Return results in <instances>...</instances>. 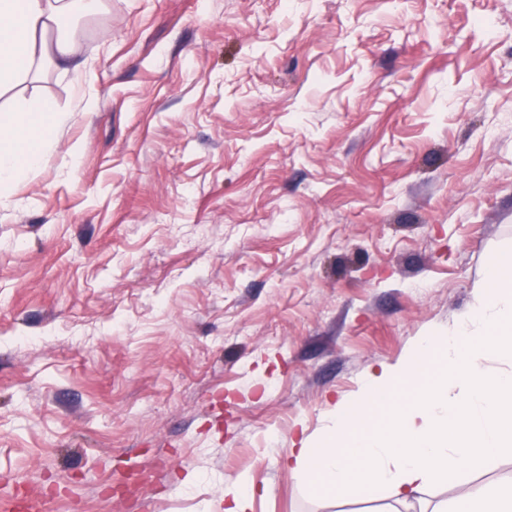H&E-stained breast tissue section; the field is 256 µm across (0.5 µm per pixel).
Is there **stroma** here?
I'll list each match as a JSON object with an SVG mask.
<instances>
[{"label":"stroma","mask_w":512,"mask_h":512,"mask_svg":"<svg viewBox=\"0 0 512 512\" xmlns=\"http://www.w3.org/2000/svg\"><path fill=\"white\" fill-rule=\"evenodd\" d=\"M0 92L69 114L0 195V505L434 512L283 462L512 251V0H103ZM94 111H84L86 100ZM240 484L224 489L225 512H247L251 509L253 491Z\"/></svg>","instance_id":"1"}]
</instances>
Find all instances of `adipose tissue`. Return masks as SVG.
<instances>
[{"instance_id": "ef3b65f1", "label": "adipose tissue", "mask_w": 512, "mask_h": 512, "mask_svg": "<svg viewBox=\"0 0 512 512\" xmlns=\"http://www.w3.org/2000/svg\"><path fill=\"white\" fill-rule=\"evenodd\" d=\"M100 0H0V88L33 68L60 66L72 47L67 38L38 44V35L59 23L70 5L95 12ZM67 114L51 104L0 111V188L40 167L65 125ZM512 358V252L492 260L480 294L441 345L430 383L408 392L397 387L424 355L416 349L398 366L368 375L356 406L337 405L333 425L317 444L292 442L288 465L319 494L359 499L392 490L409 501L436 481L467 473L512 450V373L486 371V353ZM382 415L364 429L363 415Z\"/></svg>"}]
</instances>
